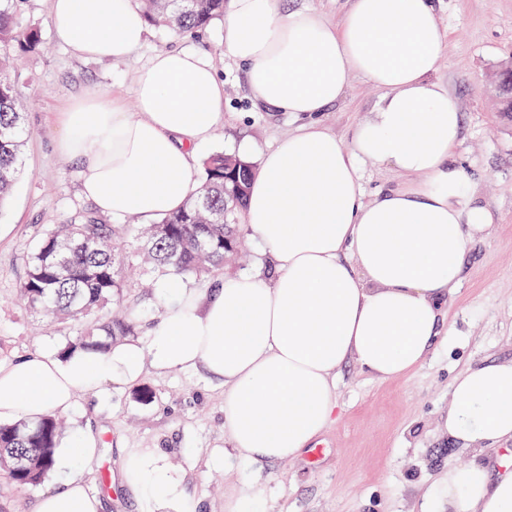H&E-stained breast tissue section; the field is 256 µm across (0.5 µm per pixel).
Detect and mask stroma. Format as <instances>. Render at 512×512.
<instances>
[{
	"instance_id": "stroma-1",
	"label": "stroma",
	"mask_w": 512,
	"mask_h": 512,
	"mask_svg": "<svg viewBox=\"0 0 512 512\" xmlns=\"http://www.w3.org/2000/svg\"><path fill=\"white\" fill-rule=\"evenodd\" d=\"M435 8L449 40L438 78L464 117L456 164L495 216L491 232L475 234L467 246L446 334L421 366L397 380L374 379L349 363L338 382L336 418L315 452L274 464L233 460L222 470L207 467L208 456L225 448L224 386L204 371L149 372L109 396L80 394L63 440L73 441L86 427L98 432L100 448L86 469L101 512H143L121 476L122 459L135 448L163 453L202 512H224V491L232 485L264 487L270 512H419L449 466L477 457L450 443L439 421L460 371L512 360V118L500 112L496 92L499 71L512 64V0H435ZM22 9L41 45L15 51L10 71L26 106L28 135L22 174L0 208V361L59 349L69 334L67 326L30 311L20 288L26 256L43 234L94 208L80 193L77 161L58 146L62 114L75 99L105 88L135 112L137 70L157 51L187 48L205 54L224 82V124L201 156L244 153L255 162L301 124L252 98L243 66L224 53L222 20L183 36L149 27L138 50L112 62L84 59L60 45L49 25V0H25ZM347 82L345 94L319 115L346 145L381 95L357 74ZM126 300L134 308L135 338L146 339L160 313L157 288L130 282ZM145 389L153 393L147 401L140 398Z\"/></svg>"
}]
</instances>
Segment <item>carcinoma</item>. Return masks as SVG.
<instances>
[{
	"label": "carcinoma",
	"mask_w": 512,
	"mask_h": 512,
	"mask_svg": "<svg viewBox=\"0 0 512 512\" xmlns=\"http://www.w3.org/2000/svg\"><path fill=\"white\" fill-rule=\"evenodd\" d=\"M23 0H0V47L23 51L39 44L36 30L20 21ZM150 25L176 35L195 33L224 17L226 0H141ZM25 112L18 89L8 75V56L0 58V205L10 196L21 172ZM256 173L253 162L217 153L203 161L197 196L176 212L152 224H132L142 262L150 272L201 283L224 273V263L241 242L238 214ZM116 227L85 212L69 224L44 234L27 257L21 297L28 307L51 319L71 325L74 336L60 349L104 351L135 332L134 322L110 317L91 325L88 315L123 304L126 288L125 257L112 245ZM59 415L36 422L0 424V473L21 486L44 481L56 466L61 442Z\"/></svg>",
	"instance_id": "1"
}]
</instances>
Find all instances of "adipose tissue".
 Here are the masks:
<instances>
[{"label":"adipose tissue","mask_w":512,"mask_h":512,"mask_svg":"<svg viewBox=\"0 0 512 512\" xmlns=\"http://www.w3.org/2000/svg\"><path fill=\"white\" fill-rule=\"evenodd\" d=\"M56 40L74 54L122 60L144 42L133 0H50ZM448 37L432 0H352L341 24L284 0H230L224 52L247 67L253 98L310 115L265 153L242 219L270 262L267 275L218 286L165 280L162 315L146 342L103 353L37 351L0 361V423L66 415L79 393L111 394L145 369H203L224 384L231 456L295 459L334 420L341 371L405 376L434 349L442 307L461 278L466 246L493 213L453 163L463 115L436 79ZM357 73L382 91L350 145L313 119ZM137 117L95 91L66 112L62 151L79 162L97 210L145 222L178 210L200 186L197 157L224 122V84L209 60L155 53L137 76ZM401 173L402 186L365 201L358 160ZM441 429L475 453L512 445V361L460 372ZM123 478L145 512H198L152 448L132 451ZM421 512H512V462L449 467ZM83 469L47 488L37 512H100Z\"/></svg>","instance_id":"adipose-tissue-1"}]
</instances>
